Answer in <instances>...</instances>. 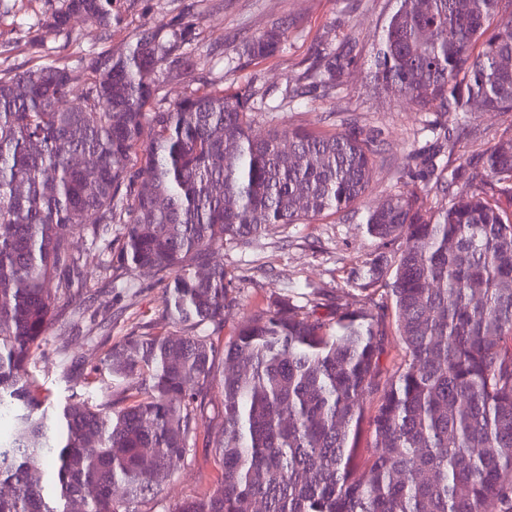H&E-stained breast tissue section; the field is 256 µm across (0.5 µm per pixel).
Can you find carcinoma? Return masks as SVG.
Listing matches in <instances>:
<instances>
[{
	"instance_id": "1",
	"label": "carcinoma",
	"mask_w": 512,
	"mask_h": 512,
	"mask_svg": "<svg viewBox=\"0 0 512 512\" xmlns=\"http://www.w3.org/2000/svg\"><path fill=\"white\" fill-rule=\"evenodd\" d=\"M106 3L68 0L53 23H106ZM281 36L266 31L247 54L272 55ZM174 48L153 30L81 76L48 64L0 77V409L14 420L0 439L11 489L0 512H153L172 462L199 446L220 477L173 512H512V136L487 151L480 181L459 187L458 171L432 162L424 187L368 211V234L404 240L392 322L361 308L330 322L281 301L227 341L202 335L224 326L229 301L212 250L347 211L375 150L353 132L257 137L248 98L222 90L151 110L146 75ZM373 80L457 130L460 114L511 115L512 0H397ZM77 84L80 105L61 108ZM422 192L440 197L430 215ZM114 224L112 267L168 278L182 331L125 337L105 358L125 385L58 407L31 367L81 280L71 236L96 245ZM382 279L371 267L360 289ZM216 387L223 407L210 416Z\"/></svg>"
}]
</instances>
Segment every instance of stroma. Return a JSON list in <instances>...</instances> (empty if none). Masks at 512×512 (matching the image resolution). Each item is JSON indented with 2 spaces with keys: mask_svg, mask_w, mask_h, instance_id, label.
I'll return each mask as SVG.
<instances>
[{
  "mask_svg": "<svg viewBox=\"0 0 512 512\" xmlns=\"http://www.w3.org/2000/svg\"><path fill=\"white\" fill-rule=\"evenodd\" d=\"M395 6V0H109L108 26L78 16L57 28L53 18L67 0H0V76L52 63L80 74L95 57L126 51L160 28L176 35L177 47L148 76L158 90L154 107L168 108L190 93L239 92L249 97L256 135L284 127L333 134L354 125L374 139L369 190L349 211L280 224L249 244L228 239L213 250L212 263L223 266L230 283L221 331L228 338L244 316L280 300L327 318L358 307L377 311L387 302L384 291L361 293L354 275L377 265L392 279L403 242L368 235L367 210L420 186L431 160L459 169L462 180H479L486 149L512 127L510 117L480 113L450 153L437 138V113L415 111L403 97L375 89L370 70ZM276 26L283 33L277 52L248 57V42ZM332 60L338 67L328 89L311 74ZM74 245L86 279L49 327L37 369L58 404L75 392L102 400L112 383L104 355L125 336L179 331L160 275L107 269L111 254L104 246L80 238ZM172 470L155 512H172L202 475L218 474L212 449L202 447Z\"/></svg>",
  "mask_w": 512,
  "mask_h": 512,
  "instance_id": "stroma-1",
  "label": "stroma"
}]
</instances>
